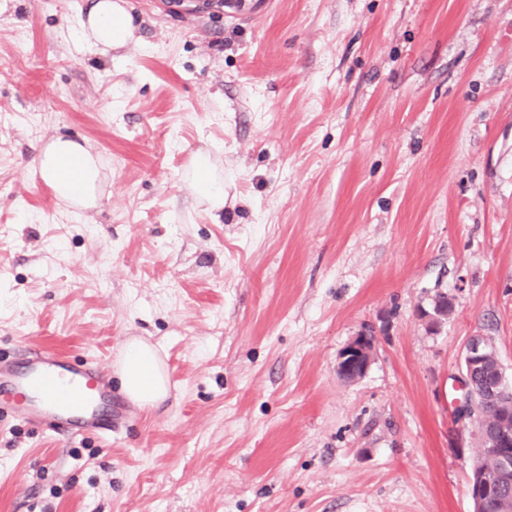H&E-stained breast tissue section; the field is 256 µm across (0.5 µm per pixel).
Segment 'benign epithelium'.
I'll return each mask as SVG.
<instances>
[{
  "instance_id": "obj_1",
  "label": "benign epithelium",
  "mask_w": 512,
  "mask_h": 512,
  "mask_svg": "<svg viewBox=\"0 0 512 512\" xmlns=\"http://www.w3.org/2000/svg\"><path fill=\"white\" fill-rule=\"evenodd\" d=\"M450 300L438 298L432 309L424 311L423 318L431 330L440 327L448 317ZM375 357V346L370 334L355 337L338 354L336 372L347 381L357 380L367 372ZM512 386L506 375L493 340L482 334L470 336L463 351V401L457 408L462 418L476 419V403L483 399L487 390L505 392ZM489 450L497 457L499 468L493 478L487 479L474 471L469 482V495L473 504L485 509L493 501L494 512H512V429L497 431L488 437Z\"/></svg>"
}]
</instances>
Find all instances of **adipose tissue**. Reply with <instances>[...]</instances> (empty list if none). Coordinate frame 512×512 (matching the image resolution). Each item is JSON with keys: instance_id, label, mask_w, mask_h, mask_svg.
I'll list each match as a JSON object with an SVG mask.
<instances>
[{"instance_id": "obj_1", "label": "adipose tissue", "mask_w": 512, "mask_h": 512, "mask_svg": "<svg viewBox=\"0 0 512 512\" xmlns=\"http://www.w3.org/2000/svg\"><path fill=\"white\" fill-rule=\"evenodd\" d=\"M133 17L124 0H86L79 19L78 38L89 49L108 56L134 41ZM42 180L65 206L82 211L96 206L103 174L96 157L80 143L53 136L34 162ZM123 389L139 405L151 406L167 394V385L155 349L131 342L120 369Z\"/></svg>"}]
</instances>
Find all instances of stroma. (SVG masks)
I'll list each match as a JSON object with an SVG mask.
<instances>
[{
	"label": "stroma",
	"instance_id": "obj_1",
	"mask_svg": "<svg viewBox=\"0 0 512 512\" xmlns=\"http://www.w3.org/2000/svg\"><path fill=\"white\" fill-rule=\"evenodd\" d=\"M126 3L104 57L83 0H0V354L93 362L129 414L0 418V512H472L467 338L512 377V0ZM54 134L102 164L86 215L26 179ZM136 338L151 408L116 373ZM133 17L123 0H86L79 19L78 38L102 56L135 40ZM192 172L197 194L208 199L214 209L223 208V186L214 177L208 153H200L195 156ZM374 357L375 346L372 335L361 334L339 352L336 372L343 380H357L367 372ZM120 377L126 395L138 405L153 406L167 394L156 350L142 341L127 346Z\"/></svg>",
	"mask_w": 512,
	"mask_h": 512
}]
</instances>
